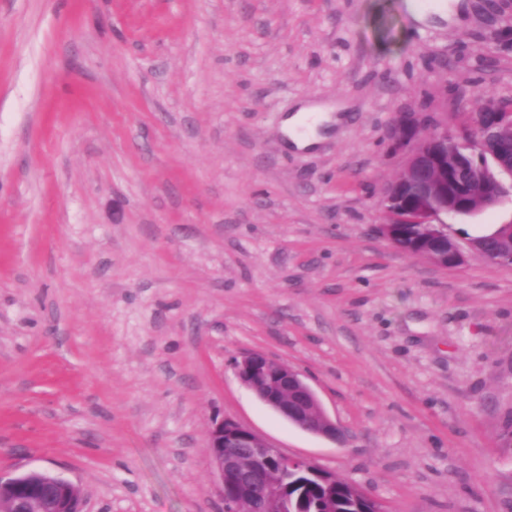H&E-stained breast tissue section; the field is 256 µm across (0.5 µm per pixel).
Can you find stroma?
Segmentation results:
<instances>
[{
  "label": "stroma",
  "mask_w": 512,
  "mask_h": 512,
  "mask_svg": "<svg viewBox=\"0 0 512 512\" xmlns=\"http://www.w3.org/2000/svg\"><path fill=\"white\" fill-rule=\"evenodd\" d=\"M0 0V476L83 512H224L231 419L384 512H512V267L442 268L378 231L390 122L512 103V0ZM343 101L312 150L297 101ZM512 197L448 222L461 246ZM288 362L336 439L233 362Z\"/></svg>",
  "instance_id": "obj_1"
}]
</instances>
